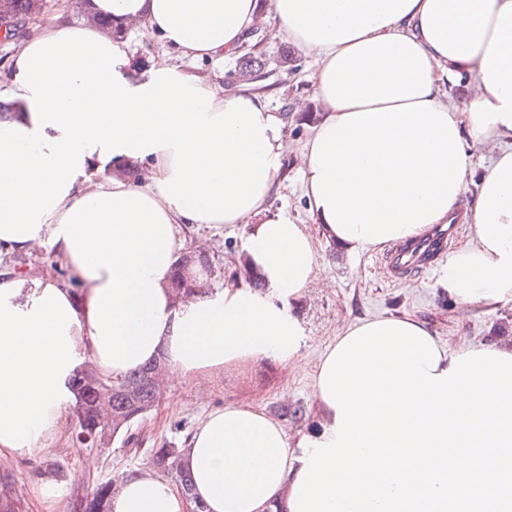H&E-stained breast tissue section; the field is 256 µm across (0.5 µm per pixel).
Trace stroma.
Instances as JSON below:
<instances>
[{
    "mask_svg": "<svg viewBox=\"0 0 512 512\" xmlns=\"http://www.w3.org/2000/svg\"><path fill=\"white\" fill-rule=\"evenodd\" d=\"M259 29L265 37L263 93L272 110L285 117L282 134L288 144L284 186L271 198L270 211L290 223L310 227L314 220L301 190L297 151L322 111V103L306 79L312 61L288 43L270 16L262 17ZM185 234L200 242L220 269L211 281L212 289L223 288L225 279L242 274L239 259L247 237L244 225L193 224L186 227ZM383 258L380 249L349 254L332 241L318 238L317 276L294 307L304 330L300 354L306 361H315L349 324L374 317L414 316L453 350L497 341L502 328H512V303L491 311L454 307L437 284L447 253L438 254L426 268L400 281L386 272ZM286 402L302 404L307 412L304 421H286L288 431L315 427L317 412L308 369L286 368L273 359L230 366L222 373L167 388L157 410L133 427L137 447L118 440L111 448L93 453L98 461L94 479L101 482L139 470L149 459L151 448L161 442L185 446L207 409L245 404L270 410Z\"/></svg>",
    "mask_w": 512,
    "mask_h": 512,
    "instance_id": "35a3bbf8",
    "label": "stroma"
}]
</instances>
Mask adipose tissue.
I'll return each instance as SVG.
<instances>
[{"instance_id":"adipose-tissue-1","label":"adipose tissue","mask_w":512,"mask_h":512,"mask_svg":"<svg viewBox=\"0 0 512 512\" xmlns=\"http://www.w3.org/2000/svg\"><path fill=\"white\" fill-rule=\"evenodd\" d=\"M81 21H69L72 8ZM267 12L314 60L324 115L298 153L323 235L358 253L444 224L471 176L470 241L438 280L458 308L512 302V0H59L19 39L0 93V254L50 245L67 272L0 275V460L67 440L85 365L118 383L168 359L167 382L273 359L301 364L291 305L317 272L314 236L269 215L288 153L262 94L194 72L235 51ZM176 63L140 69L113 28ZM468 77L473 98L448 102ZM499 153L474 174L468 144ZM187 224H244L249 278L177 304ZM302 433L262 406L209 410L183 458L126 476L112 512H290Z\"/></svg>"}]
</instances>
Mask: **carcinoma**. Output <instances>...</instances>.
Returning a JSON list of instances; mask_svg holds the SVG:
<instances>
[{
	"label": "carcinoma",
	"instance_id": "1",
	"mask_svg": "<svg viewBox=\"0 0 512 512\" xmlns=\"http://www.w3.org/2000/svg\"><path fill=\"white\" fill-rule=\"evenodd\" d=\"M34 6V0H8L9 14L16 22L25 19ZM262 56L259 43L251 44L249 51L238 58L236 79L246 83L262 81L265 67ZM197 262L202 259L190 255L180 258L174 282L175 302L184 303L209 292V277L195 284L184 275V270ZM166 368L167 362L161 360L148 368L133 371L120 383L111 384L101 379L91 366H84L74 380L76 400L72 411L76 420V444L94 448L107 434L124 439L127 445L135 442L131 429L158 406L161 397L159 378ZM152 461L156 469L170 477L185 493H191V475L182 464V449L166 442L162 447L152 449ZM9 481L10 474H0V484L7 487L0 495V512H22L21 496L8 488ZM118 487L114 479L97 483L74 499L73 512H110V501Z\"/></svg>",
	"mask_w": 512,
	"mask_h": 512
}]
</instances>
